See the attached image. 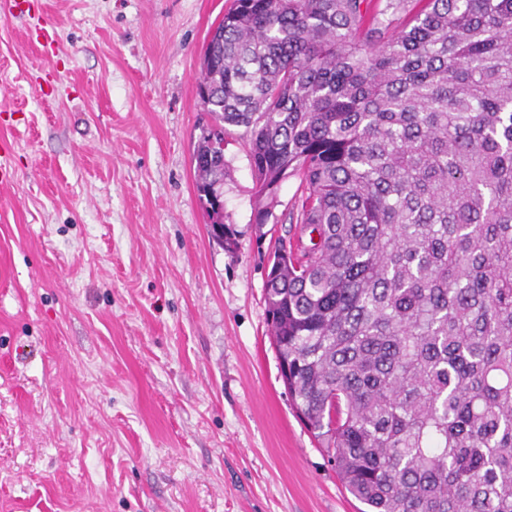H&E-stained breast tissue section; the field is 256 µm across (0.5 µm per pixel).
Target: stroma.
Wrapping results in <instances>:
<instances>
[{"mask_svg":"<svg viewBox=\"0 0 512 512\" xmlns=\"http://www.w3.org/2000/svg\"><path fill=\"white\" fill-rule=\"evenodd\" d=\"M29 2L0 16V512H358L268 331L298 179L257 223L233 128L224 241L198 200L197 77L231 0Z\"/></svg>","mask_w":512,"mask_h":512,"instance_id":"1","label":"stroma"}]
</instances>
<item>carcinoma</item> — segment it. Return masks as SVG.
I'll list each match as a JSON object with an SVG mask.
<instances>
[{
	"label": "carcinoma",
	"mask_w": 512,
	"mask_h": 512,
	"mask_svg": "<svg viewBox=\"0 0 512 512\" xmlns=\"http://www.w3.org/2000/svg\"><path fill=\"white\" fill-rule=\"evenodd\" d=\"M257 214L300 179L271 269L288 394L366 512H512V0H233L203 52Z\"/></svg>",
	"instance_id": "cac0c4a2"
}]
</instances>
